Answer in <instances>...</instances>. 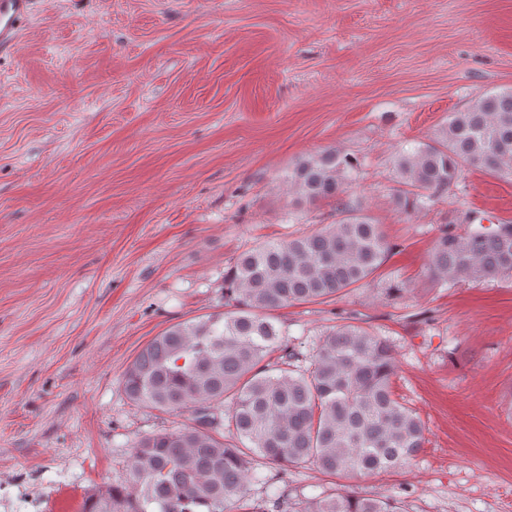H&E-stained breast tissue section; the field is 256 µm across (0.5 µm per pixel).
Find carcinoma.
Returning <instances> with one entry per match:
<instances>
[{
  "mask_svg": "<svg viewBox=\"0 0 512 512\" xmlns=\"http://www.w3.org/2000/svg\"><path fill=\"white\" fill-rule=\"evenodd\" d=\"M396 203L415 209L467 168L512 178V89L484 92L453 112L435 137L396 156ZM356 158L330 148L298 158L286 179L301 202L338 200L334 224L243 251L224 271L223 313L175 324L154 337L123 374L140 406L190 412V423L142 437L126 461L129 485L89 496L82 512H404L392 496L342 488L292 508L279 495L247 502L261 482L254 458L286 471L306 464L337 477L402 468L424 447L420 418L395 398L390 344L352 323L325 331L305 355L273 311L332 301L373 278L390 247L381 225L341 195ZM427 272L438 284L512 272V224L444 226ZM279 353L277 360L268 357ZM229 431L232 440L224 437Z\"/></svg>",
  "mask_w": 512,
  "mask_h": 512,
  "instance_id": "carcinoma-1",
  "label": "carcinoma"
}]
</instances>
